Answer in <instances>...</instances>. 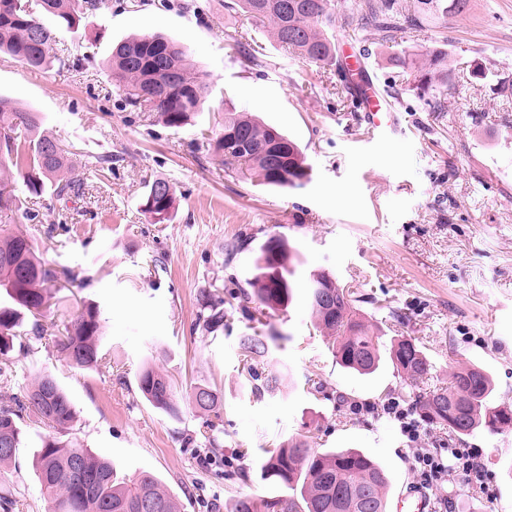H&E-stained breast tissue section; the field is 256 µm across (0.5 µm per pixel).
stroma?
Returning <instances> with one entry per match:
<instances>
[{
  "mask_svg": "<svg viewBox=\"0 0 512 512\" xmlns=\"http://www.w3.org/2000/svg\"><path fill=\"white\" fill-rule=\"evenodd\" d=\"M226 2L105 0L77 28L54 27L57 46L80 45L81 60L42 71L0 55V95L41 113L45 129L86 164L79 197H36L15 181L21 206L0 221L25 230L36 254L73 278L45 305L44 322L97 304L112 360L69 367L48 336L13 351L10 391L37 371L52 373L77 408L73 436L120 475H154L182 512H224L241 493L273 495L253 476L258 461L309 431L319 449L353 448L378 462L395 500L403 486L421 484L411 444L384 411L401 399V375L386 360L370 375L338 365L303 296L258 328L235 295L253 277L259 247L282 236L300 271L331 272L358 293L384 339L415 338L442 380L450 368L480 366L494 400L512 404V0H471L466 15L381 45L361 29L337 30V42L370 49L367 67L400 118L385 138L370 135L341 72L291 58ZM156 33L178 42L212 83L207 103L179 129L125 107L104 73L113 45ZM237 37L245 49L235 53ZM257 44L264 56L254 65L244 52ZM436 46L449 59L440 112L417 90L413 70L391 61ZM234 109L296 140L310 180L283 191L224 167L204 137L221 132ZM101 155L111 170H97ZM157 178L176 190L166 224L140 208ZM206 288L224 296V328L211 334L196 326ZM256 329L270 339L265 371L282 376L280 390L261 399L247 390L239 349ZM146 363L167 372L178 392L221 390L223 466L205 457L204 416L185 404L174 419L142 398L137 374ZM421 445L441 455L472 449L482 466L478 485L456 475L423 484L434 512H512V427L452 440L425 424ZM1 485L14 494V512H46L31 449L0 471Z\"/></svg>",
  "mask_w": 512,
  "mask_h": 512,
  "instance_id": "35a3bbf8",
  "label": "stroma"
}]
</instances>
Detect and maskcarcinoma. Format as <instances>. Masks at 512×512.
<instances>
[{"label": "carcinoma", "mask_w": 512, "mask_h": 512, "mask_svg": "<svg viewBox=\"0 0 512 512\" xmlns=\"http://www.w3.org/2000/svg\"><path fill=\"white\" fill-rule=\"evenodd\" d=\"M470 0H361L349 4L338 16L333 0H233L232 8L243 12L265 29L271 42L298 59L320 66L340 67L336 30L355 25L376 36L377 42L394 40V33L408 27L422 28L447 22L464 14ZM105 7L104 0H0V52L21 64L43 69L52 63L54 30L42 16L74 27L82 18ZM176 44L160 34L131 37L117 43L106 64L108 76L125 94L127 105L141 112H155L171 128L190 123L211 93L206 76L193 70L185 51L178 50L170 64L180 77L164 97L152 101L143 90L152 78L153 59L149 39ZM39 40L41 49L33 41ZM421 89L448 90V52L434 47L416 66ZM271 126L248 112L224 113V131L243 136L252 143L249 153L224 148V136L213 138L214 152L224 163L240 165L260 184L282 189L304 185L312 168L298 144L288 140V156L279 166L268 163L259 150ZM17 169L27 189L35 194L52 188L65 199L83 184L77 154L63 147L43 129V117L0 96V212L18 207L12 189V169ZM142 211L155 224L172 220L175 188L163 178L147 184ZM296 253L282 237L272 236L259 248L255 274L236 299L243 308L255 305L260 315L288 310L297 288L303 287L315 328L328 338L336 363L360 375L373 373L381 362L380 337L360 309L356 293L326 271H311L304 280L297 277ZM69 280L66 271L46 263L34 252L20 230L0 227V388L10 387L15 348L47 335L41 309L51 291ZM198 325L210 334L224 328V297L219 289L205 290L199 297ZM99 308L89 303L58 336L60 357L72 367L93 369L107 364L102 348ZM244 356L251 393L261 398L274 393L280 377L263 373L258 365L269 352L264 336H243ZM389 359L404 378L410 405L419 417L448 435H470L484 427L498 431L512 426V404L492 400V381L482 368L470 365L448 374V384L426 388L434 366L422 347L412 338L399 336L390 341ZM138 388L151 406L172 418L179 417L180 400L172 379L151 365L142 368ZM189 402L203 414L215 411L223 401L220 390L209 385L191 387ZM75 406L55 376L37 372L20 395L0 402V468L11 463L19 449L34 448V466L48 512H180L176 499L150 474L134 478L118 476L113 463L98 457L79 443L61 439L73 429ZM31 421L47 430L26 440L24 425ZM81 470L72 471L74 458ZM259 480L281 488L272 496L238 495L224 504V512H386L390 479L385 470L357 449L319 451L309 436L283 440L265 450L259 464Z\"/></svg>", "instance_id": "carcinoma-1"}]
</instances>
